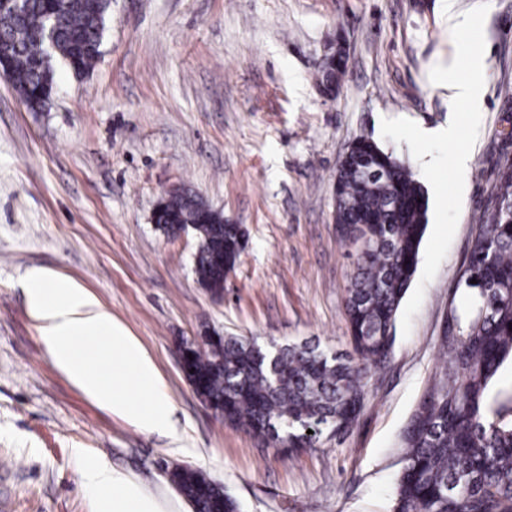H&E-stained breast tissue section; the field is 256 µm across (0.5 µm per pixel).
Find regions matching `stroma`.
Instances as JSON below:
<instances>
[{
	"label": "stroma",
	"instance_id": "stroma-1",
	"mask_svg": "<svg viewBox=\"0 0 512 512\" xmlns=\"http://www.w3.org/2000/svg\"><path fill=\"white\" fill-rule=\"evenodd\" d=\"M458 6L471 29H449L439 0H112L93 69L56 65L42 110L0 76V512H96L81 477L90 459L158 512H192L166 476L176 465L221 483L239 512H388L448 296L512 155V0ZM337 44L347 69L329 97L322 58ZM468 51L486 71L474 116L449 111L432 84L451 60L466 76ZM451 123L473 154L463 173L456 144L415 138ZM358 138L404 160L424 189L419 262L355 427L283 452L207 409L176 346L211 328L267 348L350 350V249L333 211L338 163ZM181 187L246 234L222 297L196 280V235L168 237L152 220ZM34 266L87 288L138 338L175 409L172 432H140L52 364L22 286Z\"/></svg>",
	"mask_w": 512,
	"mask_h": 512
}]
</instances>
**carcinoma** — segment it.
Returning a JSON list of instances; mask_svg holds the SVG:
<instances>
[{"label": "carcinoma", "mask_w": 512, "mask_h": 512, "mask_svg": "<svg viewBox=\"0 0 512 512\" xmlns=\"http://www.w3.org/2000/svg\"><path fill=\"white\" fill-rule=\"evenodd\" d=\"M112 0H21L0 4V47L9 51L0 72L16 84L27 106L42 108L53 89L51 59L75 75L89 73L101 55ZM364 168L380 173L362 174ZM512 158L499 164L498 181L471 239L438 342L439 371L403 432L404 466L391 512H512V400L492 390L512 363ZM166 236L186 229L199 239L197 282L224 292V267L240 257L242 233L224 223L195 192L179 189L157 208ZM427 202L408 164L367 139H356L336 170L335 224L365 223L374 234L355 251L346 286L350 353H328L304 342L265 352L226 336L208 350L188 349L186 377L197 395L227 414L228 425L265 444L289 450L317 448L333 433H348L369 395L367 376L393 345L400 303L411 283L426 225ZM476 283H471V280ZM310 433H305V430ZM170 480L197 505L196 512H238L224 487L183 467Z\"/></svg>", "instance_id": "1"}]
</instances>
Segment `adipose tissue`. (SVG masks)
<instances>
[{"instance_id": "ef3b65f1", "label": "adipose tissue", "mask_w": 512, "mask_h": 512, "mask_svg": "<svg viewBox=\"0 0 512 512\" xmlns=\"http://www.w3.org/2000/svg\"><path fill=\"white\" fill-rule=\"evenodd\" d=\"M24 292L42 345L73 384L140 431L170 430L173 407L153 358L91 292L45 267L26 271ZM82 478L97 495L100 512H156L136 485L105 462L88 461Z\"/></svg>"}]
</instances>
